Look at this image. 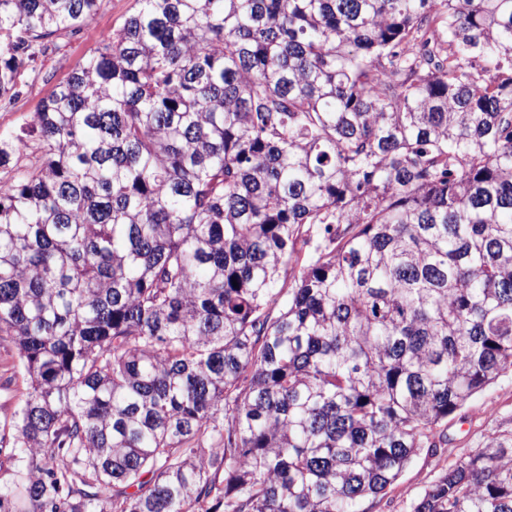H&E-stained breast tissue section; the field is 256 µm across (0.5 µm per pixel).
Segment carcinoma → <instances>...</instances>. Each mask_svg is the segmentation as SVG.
I'll use <instances>...</instances> for the list:
<instances>
[{
	"mask_svg": "<svg viewBox=\"0 0 512 512\" xmlns=\"http://www.w3.org/2000/svg\"><path fill=\"white\" fill-rule=\"evenodd\" d=\"M102 2L0 0V101ZM137 2L0 133V512H365L512 375V0Z\"/></svg>",
	"mask_w": 512,
	"mask_h": 512,
	"instance_id": "cac0c4a2",
	"label": "carcinoma"
}]
</instances>
